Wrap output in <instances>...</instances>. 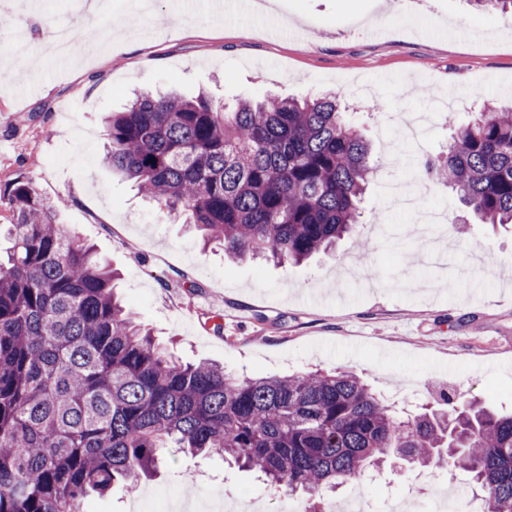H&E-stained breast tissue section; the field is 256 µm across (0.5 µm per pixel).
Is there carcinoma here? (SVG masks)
Returning <instances> with one entry per match:
<instances>
[{
    "instance_id": "obj_1",
    "label": "carcinoma",
    "mask_w": 512,
    "mask_h": 512,
    "mask_svg": "<svg viewBox=\"0 0 512 512\" xmlns=\"http://www.w3.org/2000/svg\"><path fill=\"white\" fill-rule=\"evenodd\" d=\"M103 162L232 262L300 264L361 217L370 143L334 96L228 107L143 92L109 116ZM485 224H512V106L459 118L427 164ZM0 256V512H85L168 456L220 455L319 512L325 493L395 458L471 474L482 512H512V414L475 403L405 418L351 370L237 377L169 357L115 275L57 222L31 179L10 185Z\"/></svg>"
}]
</instances>
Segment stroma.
Instances as JSON below:
<instances>
[{
  "label": "stroma",
  "instance_id": "35a3bbf8",
  "mask_svg": "<svg viewBox=\"0 0 512 512\" xmlns=\"http://www.w3.org/2000/svg\"><path fill=\"white\" fill-rule=\"evenodd\" d=\"M152 3L146 15L140 0H112L88 20L73 0H40L36 16L17 15L30 46L0 76V224L17 176L66 198L60 223L118 270L125 304L182 361L252 377L349 369L412 411L447 394L511 410L512 224L478 223L423 165L445 152L455 117L512 97V17L467 0H277L262 19L216 15L207 0ZM373 22L382 36L368 34ZM62 24L105 50L42 56ZM170 87L229 104L325 92L378 103L358 115L375 168L361 224L301 265L232 264L222 248L203 249L101 160L105 116L138 90ZM375 475L351 485L374 512L391 494L435 512L427 489L439 482L471 492L466 473L445 468ZM227 493L256 512H279L283 495L222 457L173 451L157 475L88 508L160 512L165 500L216 512Z\"/></svg>",
  "mask_w": 512,
  "mask_h": 512
}]
</instances>
